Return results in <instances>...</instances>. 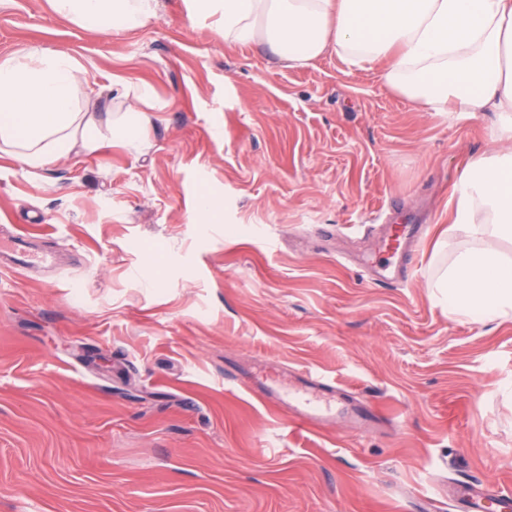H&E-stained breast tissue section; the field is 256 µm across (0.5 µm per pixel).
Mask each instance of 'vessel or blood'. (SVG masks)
Instances as JSON below:
<instances>
[{"label": "vessel or blood", "mask_w": 512, "mask_h": 512, "mask_svg": "<svg viewBox=\"0 0 512 512\" xmlns=\"http://www.w3.org/2000/svg\"><path fill=\"white\" fill-rule=\"evenodd\" d=\"M420 234L421 227L417 224L387 226L382 236V246L385 252L397 257L398 263L384 268L381 281L394 284L405 277L407 268L401 265L400 259L409 254L413 241ZM54 263V255L30 236H17L6 250H0V265L12 271H30ZM254 390L272 404L285 405L289 411L288 422L292 425L330 421L336 417V405L331 401L335 386L321 377H298L296 389L288 391L266 383L255 384ZM460 496L468 501L474 512H484L490 503L494 504L496 512H512V495L499 489L489 491L479 484L467 485L461 487Z\"/></svg>", "instance_id": "1"}]
</instances>
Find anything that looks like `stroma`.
Listing matches in <instances>:
<instances>
[{
    "instance_id": "1",
    "label": "stroma",
    "mask_w": 512,
    "mask_h": 512,
    "mask_svg": "<svg viewBox=\"0 0 512 512\" xmlns=\"http://www.w3.org/2000/svg\"><path fill=\"white\" fill-rule=\"evenodd\" d=\"M34 47L76 58L100 122L116 83L151 110L137 153L107 133L43 169L0 156V237L57 257L0 271V512H454L442 485L512 490V319L451 320L431 286L494 113L418 111L332 51L225 44L185 0L121 35L0 0V60ZM386 224L426 227L394 285L370 271ZM231 368L318 373L373 420L286 427Z\"/></svg>"
}]
</instances>
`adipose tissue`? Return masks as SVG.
Masks as SVG:
<instances>
[{
	"mask_svg": "<svg viewBox=\"0 0 512 512\" xmlns=\"http://www.w3.org/2000/svg\"><path fill=\"white\" fill-rule=\"evenodd\" d=\"M215 19L224 41L261 45L279 63L309 65L327 51L350 66L383 65L385 83L424 111H493L492 148L472 153L448 205L463 242L433 278L449 318L512 317V0H187ZM80 27L125 34L153 18L159 0H51ZM80 65L34 49L0 61V153L38 169L75 147L99 148L101 131L78 97Z\"/></svg>",
	"mask_w": 512,
	"mask_h": 512,
	"instance_id": "1",
	"label": "adipose tissue"
}]
</instances>
